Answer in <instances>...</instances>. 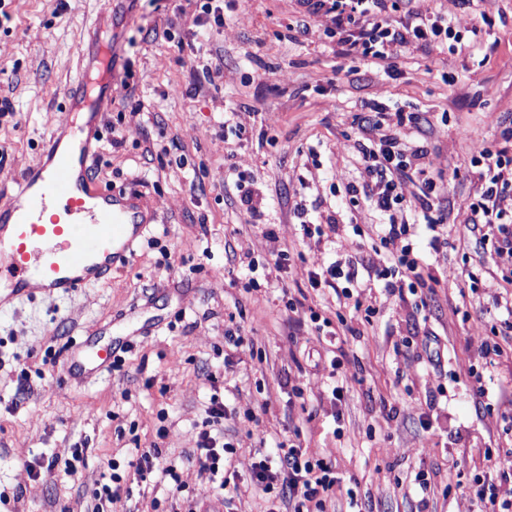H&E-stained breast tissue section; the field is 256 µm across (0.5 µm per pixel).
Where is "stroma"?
<instances>
[{"label":"stroma","mask_w":512,"mask_h":512,"mask_svg":"<svg viewBox=\"0 0 512 512\" xmlns=\"http://www.w3.org/2000/svg\"><path fill=\"white\" fill-rule=\"evenodd\" d=\"M186 5L0 0V100L12 108L0 117V185L11 188L36 162L47 131L71 122L63 92L80 74V26L108 8L115 75L130 92L105 110L92 167L113 191L137 192L148 223L111 280L0 309V512H91L112 461L133 490L116 512H185L206 497L214 512H274L278 500L259 489L227 506L214 501L197 468L182 463L215 399L226 406L222 428L241 478L256 457L296 438L340 479L327 512H468L467 500L444 489L469 479L484 449L512 450V423L494 406L512 359L485 370L489 395L475 403L467 368L478 330L461 311L465 278L437 289L423 312L414 296H389L372 283V324L333 347L288 302L305 299L329 318L354 314L333 291L308 289L298 253L302 224L341 213L346 186L362 180L352 116L364 102L426 114L430 150L459 174L448 188V237L456 239L478 189L471 148L501 146L500 122L512 118V0H424L464 32L463 45L406 50L392 59L391 77L343 55L329 17L306 16L298 0H228L223 25L202 27L190 24ZM228 156L266 195L260 220L225 180ZM403 218L427 264L494 271L491 245L435 252L418 213ZM263 223L275 238L263 237ZM245 248L260 266L231 284L225 270ZM283 250L290 266L267 283L266 267ZM250 278L258 289L245 290ZM228 329L239 346L225 344ZM430 334L448 356L445 371L405 352V342ZM87 347L118 351L124 364L65 374L67 360ZM338 375L349 387L339 401L331 394ZM305 400L314 419L301 409ZM254 416L264 437L250 433ZM78 448L86 455L75 476L50 483L28 468ZM148 448L162 454L142 481L133 462ZM172 462L178 493L162 474ZM419 471L428 489L412 483Z\"/></svg>","instance_id":"obj_1"}]
</instances>
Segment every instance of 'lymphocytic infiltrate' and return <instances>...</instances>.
Listing matches in <instances>:
<instances>
[{
    "label": "lymphocytic infiltrate",
    "mask_w": 512,
    "mask_h": 512,
    "mask_svg": "<svg viewBox=\"0 0 512 512\" xmlns=\"http://www.w3.org/2000/svg\"><path fill=\"white\" fill-rule=\"evenodd\" d=\"M403 10V20L392 13ZM312 12L330 15L341 34L339 43L347 54L390 61L402 48L424 49L448 40L462 42L463 36L447 18L414 7L412 0H312ZM353 125L366 133L359 146L364 170L360 186L346 188L348 207L368 201L382 212L397 209H421L427 214L433 235V250L447 247L448 237L441 227L445 221L443 204L448 182L437 168L425 145L407 139L405 131L421 127L423 118L413 113L385 111L383 105L372 107L371 115L355 114ZM471 175L480 185L472 202L471 222L459 241L479 236L490 241L497 256V273L491 274L489 301H476L479 321L491 334L480 341L478 355L487 359L502 350L497 338L503 331L512 332V134L502 147L493 150L485 144L472 148ZM418 189L406 196L407 185ZM380 247L361 264L326 261L318 247H309L302 260L303 274L311 288L338 290L347 284L358 288L363 275L384 281L388 291L408 290L411 295L434 294L448 271H432L422 253L411 240L410 226L390 220L378 225ZM224 417V405L212 401L208 416L199 433L198 447L184 453V460L197 467L212 488L240 492L233 469L236 448L232 442L219 441L212 429ZM468 481L457 482L460 497L467 499L472 512H512V457L485 450L479 464L473 465ZM251 484L275 494L284 512H325L327 498L339 482L331 466L321 459L307 456L301 446H278L274 455L257 458L252 464Z\"/></svg>",
    "instance_id": "f902f5d3"
}]
</instances>
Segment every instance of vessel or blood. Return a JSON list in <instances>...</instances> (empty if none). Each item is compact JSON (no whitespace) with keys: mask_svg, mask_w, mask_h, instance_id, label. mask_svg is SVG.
<instances>
[{"mask_svg":"<svg viewBox=\"0 0 512 512\" xmlns=\"http://www.w3.org/2000/svg\"><path fill=\"white\" fill-rule=\"evenodd\" d=\"M78 55L83 77L63 93L73 122L51 131L41 160L0 197V306L61 298L110 279L143 231L134 197L103 187L91 171L102 114L124 91L104 58L99 26Z\"/></svg>","mask_w":512,"mask_h":512,"instance_id":"b4317fda","label":"vessel or blood"}]
</instances>
